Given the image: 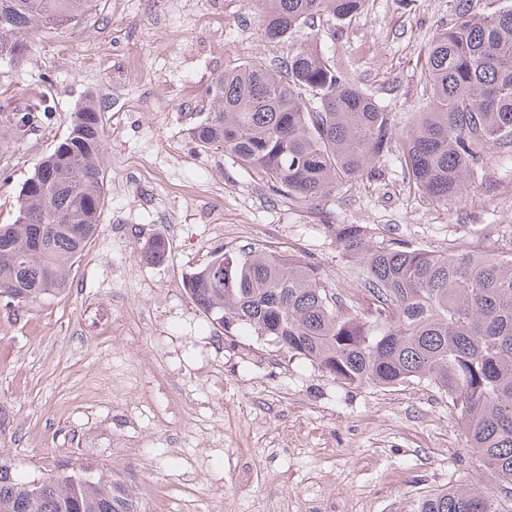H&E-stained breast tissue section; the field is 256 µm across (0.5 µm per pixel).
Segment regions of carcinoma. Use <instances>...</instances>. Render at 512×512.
Wrapping results in <instances>:
<instances>
[{
  "label": "carcinoma",
  "mask_w": 512,
  "mask_h": 512,
  "mask_svg": "<svg viewBox=\"0 0 512 512\" xmlns=\"http://www.w3.org/2000/svg\"><path fill=\"white\" fill-rule=\"evenodd\" d=\"M265 32L284 39L309 19L360 11L366 0H267ZM93 0H0V60L19 61L34 24L77 23ZM456 21L431 41L422 116L405 133L336 61L301 48L276 74L259 60L216 75L193 131L278 196L315 200L396 151L408 181L437 200L459 193L493 146L512 154V5L488 14L457 0ZM102 113L91 102L27 179L14 223L0 225V297L18 303L67 288L98 231ZM372 292L364 315L325 286L320 266L268 247L217 254L184 289L226 336L245 331L302 356L344 384L428 380L458 410L467 439L498 479L425 496L419 512H505L512 501V256L432 255L339 232ZM142 258L167 256L161 237ZM0 512H135L127 489L70 462L42 481L19 479L0 456Z\"/></svg>",
  "instance_id": "1"
}]
</instances>
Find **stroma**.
Instances as JSON below:
<instances>
[{"instance_id":"obj_1","label":"stroma","mask_w":512,"mask_h":512,"mask_svg":"<svg viewBox=\"0 0 512 512\" xmlns=\"http://www.w3.org/2000/svg\"><path fill=\"white\" fill-rule=\"evenodd\" d=\"M264 16V0H97L75 26L31 30L20 62L0 61V224L89 94L106 192L66 290L0 300V454L30 481L67 459L112 475L137 512H417L425 495L493 486L431 382L341 383L264 338L224 336L184 289L215 251L267 246L318 264L368 313L362 267L338 242L352 224L374 244L512 253V155L498 148L445 202L411 186L395 153L307 202L192 136L217 74L255 58L277 70L302 47L336 59L407 131L451 0H367L284 40L267 38ZM216 209L214 246L202 215ZM157 235L167 258L146 262L140 246Z\"/></svg>"}]
</instances>
